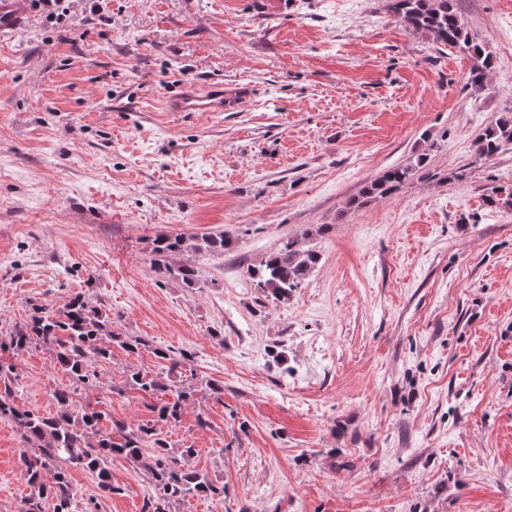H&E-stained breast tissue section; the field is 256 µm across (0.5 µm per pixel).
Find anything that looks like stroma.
Segmentation results:
<instances>
[{
  "label": "stroma",
  "instance_id": "stroma-1",
  "mask_svg": "<svg viewBox=\"0 0 512 512\" xmlns=\"http://www.w3.org/2000/svg\"><path fill=\"white\" fill-rule=\"evenodd\" d=\"M456 7L495 59L478 93L471 58L407 29L390 0H61L0 35V336L30 301L60 310L79 293L149 345L113 347L72 409L153 419L132 368L193 384L163 432L197 448L224 502L176 512H512V205L486 202L512 189V148L477 158L512 111V0ZM219 81L251 94L229 112L165 110ZM421 153L428 177L364 197ZM160 232L232 245L173 256L199 271L190 291L155 273ZM296 235L320 262L288 301L265 298L246 268ZM15 364L16 404L56 415L69 381L54 348ZM30 448L0 418V512L29 492ZM110 468L113 497L70 467L76 501L142 512L146 471Z\"/></svg>",
  "mask_w": 512,
  "mask_h": 512
}]
</instances>
